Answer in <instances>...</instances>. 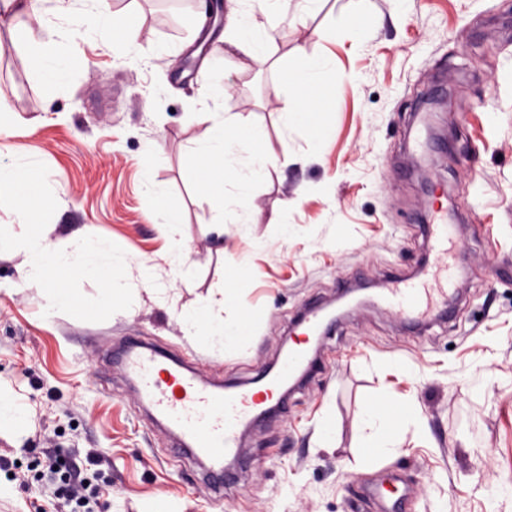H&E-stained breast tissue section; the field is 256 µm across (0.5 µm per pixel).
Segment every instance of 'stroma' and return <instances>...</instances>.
Instances as JSON below:
<instances>
[{"instance_id":"1","label":"stroma","mask_w":512,"mask_h":512,"mask_svg":"<svg viewBox=\"0 0 512 512\" xmlns=\"http://www.w3.org/2000/svg\"><path fill=\"white\" fill-rule=\"evenodd\" d=\"M296 2L274 20L255 13L272 32L265 64L225 50L219 26L178 80L172 66L190 36L160 0H108L113 43H72L61 77L14 39L12 12L0 15V104L11 127L0 170L23 149L53 187L0 197V405L21 396L32 413L25 428L0 426V455L34 482L27 492L0 474V512H54L55 486L31 466L43 448L102 452L93 482L108 512H385L377 485L399 489L401 512H512V499L494 493L512 485V0H409L401 15L390 0H368L349 28L333 25L348 0H314L302 26ZM132 42L144 52L135 61ZM319 54L336 59L335 76L310 89L319 141L251 191V224L216 229L207 165L188 151L212 135L195 118L209 69L224 66L225 111L263 143L285 117L276 86ZM163 208L177 215L175 239L151 221ZM440 208L460 227L450 317L414 332L374 303L338 320L287 411L244 433L243 466L216 504L202 462L171 452L106 350L135 337L204 381L249 383L301 340L292 322L309 304L334 302L346 285L375 296L386 278L419 274L430 248L422 219ZM275 212L291 224L289 239L270 223ZM20 213L54 240L82 234L146 254L161 275L177 245L196 275L129 312L112 293L122 269L56 272L61 303L47 309L18 285ZM321 235L344 244L316 248ZM259 240L270 249H256ZM234 268L245 271L236 283ZM221 288L234 296L226 320L237 338L218 353L186 336L179 314ZM374 400L395 411L415 404L422 426L398 432L397 452L363 467L362 415Z\"/></svg>"}]
</instances>
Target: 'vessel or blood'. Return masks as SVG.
Masks as SVG:
<instances>
[{"mask_svg":"<svg viewBox=\"0 0 512 512\" xmlns=\"http://www.w3.org/2000/svg\"><path fill=\"white\" fill-rule=\"evenodd\" d=\"M429 270L418 280L388 284L380 301L414 319L425 314L433 301V288L449 284L458 263L455 225L438 220L429 225ZM308 356L307 344L295 345L277 368L258 386L235 392L206 385L190 369L169 364L153 348L128 342L120 356L127 376L134 381L156 419L180 439L184 454L206 461L209 473L233 480L225 458L241 444V427L252 421L260 407L280 408V384L292 377Z\"/></svg>","mask_w":512,"mask_h":512,"instance_id":"vessel-or-blood-1","label":"vessel or blood"}]
</instances>
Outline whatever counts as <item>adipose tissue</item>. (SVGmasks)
I'll use <instances>...</instances> for the list:
<instances>
[{"instance_id":"adipose-tissue-1","label":"adipose tissue","mask_w":512,"mask_h":512,"mask_svg":"<svg viewBox=\"0 0 512 512\" xmlns=\"http://www.w3.org/2000/svg\"><path fill=\"white\" fill-rule=\"evenodd\" d=\"M63 13H75L77 35L93 38L102 43L111 42L114 31L102 20L106 0H56ZM283 0H227L224 14V32L229 43L254 63L264 62L270 36L267 29L255 26L249 16L253 8H260L266 16L280 13ZM336 72L332 57L322 55L309 59L303 72L280 82L276 91L284 98L301 100L306 98L309 88L316 82L327 79ZM228 86L224 81L223 66L216 65L208 72L204 93L206 111L203 120L216 128L215 137L203 148L207 164L217 171L233 170L237 182L212 184V191L221 195L217 221L221 224H247L251 218L245 205L246 192L253 183L264 179L277 157H289L291 149L299 141H314L317 129L297 109H290L277 144H254L247 134L242 118L220 112ZM12 248L21 255L19 274L28 288L42 292L48 305H55L57 295L48 288L46 269L42 258L52 255L56 265L84 275L99 271L95 260L98 244L88 238L78 239L74 248L68 249L31 230H21L14 238ZM113 265L127 270L128 279L113 282L115 292L125 297L127 309H135L142 294L161 298L167 295L173 283L189 279L194 266L180 252L168 258L167 275L155 274L148 258L136 253L111 255ZM231 301L223 293H216L196 311L188 314L184 322L191 336L203 340L214 350H223L232 340V328L224 320V311Z\"/></svg>"}]
</instances>
